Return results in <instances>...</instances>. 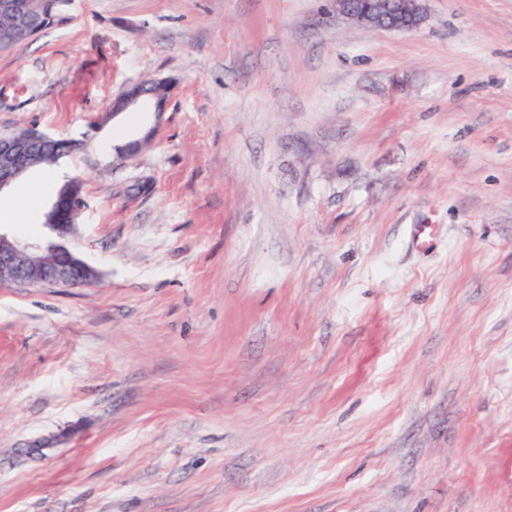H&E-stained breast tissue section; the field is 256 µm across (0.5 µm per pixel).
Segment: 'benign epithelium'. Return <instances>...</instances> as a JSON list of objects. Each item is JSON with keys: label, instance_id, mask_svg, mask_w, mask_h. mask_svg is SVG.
Returning <instances> with one entry per match:
<instances>
[{"label": "benign epithelium", "instance_id": "benign-epithelium-1", "mask_svg": "<svg viewBox=\"0 0 512 512\" xmlns=\"http://www.w3.org/2000/svg\"><path fill=\"white\" fill-rule=\"evenodd\" d=\"M333 7L336 15L364 27L407 32L423 22L419 0H369L365 5L355 0H333ZM1 13L13 18L12 39L30 36L34 24L28 0H0ZM152 82V78L143 79L141 89L122 94L116 102L126 108L136 105L148 96L144 88ZM55 142V138L37 129L23 138L11 132L0 133V190L27 173L33 156L54 147ZM49 211L55 219L47 224L53 235L48 242L20 240L0 227V279L6 277L13 285L28 287H76L89 283L93 266L66 246L81 210L72 203L63 207L55 198Z\"/></svg>", "mask_w": 512, "mask_h": 512}]
</instances>
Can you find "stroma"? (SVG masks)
<instances>
[{
	"instance_id": "1",
	"label": "stroma",
	"mask_w": 512,
	"mask_h": 512,
	"mask_svg": "<svg viewBox=\"0 0 512 512\" xmlns=\"http://www.w3.org/2000/svg\"><path fill=\"white\" fill-rule=\"evenodd\" d=\"M421 7L72 0L0 52L100 273L0 288V512H512V0ZM336 15L364 27L407 32L423 22L418 0H369L365 5L355 0H333Z\"/></svg>"
}]
</instances>
